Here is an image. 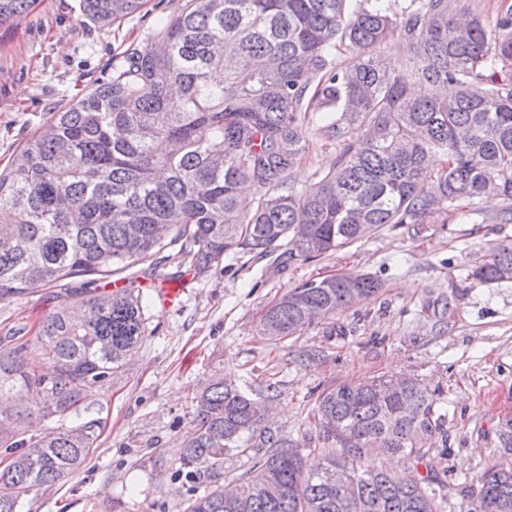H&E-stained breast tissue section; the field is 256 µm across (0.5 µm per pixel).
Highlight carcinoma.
I'll list each match as a JSON object with an SVG mask.
<instances>
[{
	"label": "carcinoma",
	"mask_w": 512,
	"mask_h": 512,
	"mask_svg": "<svg viewBox=\"0 0 512 512\" xmlns=\"http://www.w3.org/2000/svg\"><path fill=\"white\" fill-rule=\"evenodd\" d=\"M185 0L112 79L49 113L0 171V300L58 302L34 346L0 348V512L65 482L95 450L100 419L84 392L122 375L142 343L152 295L102 287L153 276L164 250L197 275L229 254L279 264L319 257L382 224H419L460 198L507 202L512 221V9L489 26L448 0ZM34 0H0V23ZM146 0H80L110 26ZM411 61L395 71L377 48L393 34ZM344 45V63L333 54ZM454 93L426 95L425 85ZM181 89L173 97L170 88ZM355 134L347 140L348 133ZM344 143L336 166L305 192L291 171L312 138ZM512 281V244L470 270ZM380 283L345 273L288 289L255 335L281 341L327 323ZM376 377L324 390L314 429L329 444L304 468L294 440L263 426L261 398L215 377L194 393L183 442L184 512H443L446 484L421 473L429 436L445 434L437 394L419 378ZM71 417L70 424L63 420ZM261 451L224 496V455ZM499 463L457 488L465 512H512V416ZM375 449L404 453L402 473L364 471Z\"/></svg>",
	"instance_id": "cac0c4a2"
}]
</instances>
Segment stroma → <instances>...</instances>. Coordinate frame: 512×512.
<instances>
[{
  "mask_svg": "<svg viewBox=\"0 0 512 512\" xmlns=\"http://www.w3.org/2000/svg\"><path fill=\"white\" fill-rule=\"evenodd\" d=\"M182 0H148L121 23L85 22L79 0H35L28 16L0 24V169L49 112L112 77V58L144 45ZM340 145L314 142L290 184L304 191L335 164ZM502 200H458L419 224H386L309 261L277 265L231 259L226 269L191 275L162 260L153 284L179 282L173 304L152 301L146 337L113 384L89 387L86 404L104 421L95 451L64 484L31 495L24 512H181L171 474L180 466L194 391L221 373L238 385H279L274 426L319 463L312 408L325 389L382 375L413 374L440 393L446 449L430 467L446 475L445 512H460L458 484L499 461L497 431L512 416V281L491 286L469 276L491 250L512 243ZM356 272L381 290L326 325L272 343L254 329L268 303L311 280ZM54 308L40 295L0 300V338L21 329L33 341Z\"/></svg>",
  "mask_w": 512,
  "mask_h": 512,
  "instance_id": "stroma-1",
  "label": "stroma"
}]
</instances>
